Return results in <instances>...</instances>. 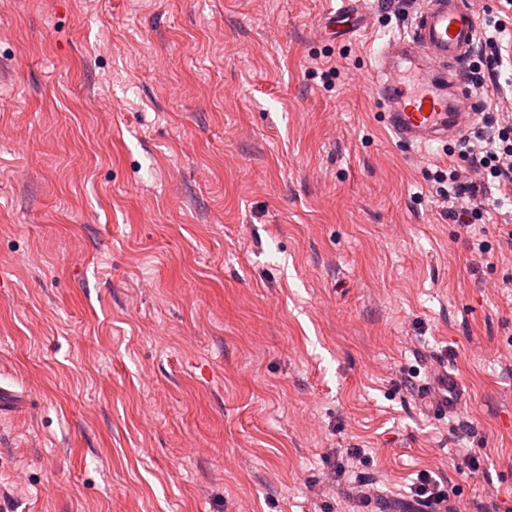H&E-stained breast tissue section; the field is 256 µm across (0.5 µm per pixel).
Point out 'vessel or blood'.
Returning a JSON list of instances; mask_svg holds the SVG:
<instances>
[{
    "instance_id": "b4317fda",
    "label": "vessel or blood",
    "mask_w": 512,
    "mask_h": 512,
    "mask_svg": "<svg viewBox=\"0 0 512 512\" xmlns=\"http://www.w3.org/2000/svg\"><path fill=\"white\" fill-rule=\"evenodd\" d=\"M410 30L393 37L375 58L372 90L385 111L386 125L400 141L426 145L466 131L477 105L460 79L479 36L474 0H424ZM366 0H341L319 20L324 31L351 36L366 26ZM428 412L454 415L462 405L456 375L441 370L434 383L419 385Z\"/></svg>"
}]
</instances>
